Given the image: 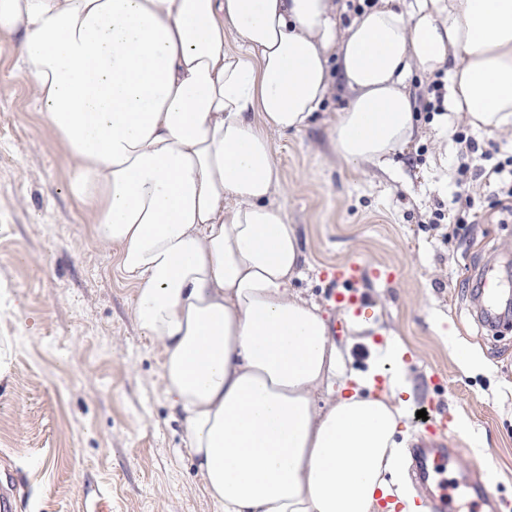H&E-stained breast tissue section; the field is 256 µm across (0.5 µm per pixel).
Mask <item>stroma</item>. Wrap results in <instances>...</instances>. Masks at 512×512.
<instances>
[{"instance_id":"1","label":"stroma","mask_w":512,"mask_h":512,"mask_svg":"<svg viewBox=\"0 0 512 512\" xmlns=\"http://www.w3.org/2000/svg\"><path fill=\"white\" fill-rule=\"evenodd\" d=\"M12 42L0 35V493L13 512H221L164 398L160 348L136 325V287L72 197L68 153ZM409 81L419 133L384 166L353 169L333 148L337 83L306 128L272 134L274 200L303 251L293 288L324 312L343 376L377 369L382 392L403 365L406 447L424 433L421 407L446 414L449 479L491 484L512 512V321L488 327L478 295L482 269L512 277V213L491 207L454 137L506 157L512 131L452 114L440 134L423 109L430 76ZM467 197L483 211L461 224ZM439 209L450 223H433ZM354 255L372 305L362 318L327 300L331 272ZM381 266L390 278L372 276Z\"/></svg>"}]
</instances>
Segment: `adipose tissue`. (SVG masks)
<instances>
[{
	"instance_id": "1",
	"label": "adipose tissue",
	"mask_w": 512,
	"mask_h": 512,
	"mask_svg": "<svg viewBox=\"0 0 512 512\" xmlns=\"http://www.w3.org/2000/svg\"><path fill=\"white\" fill-rule=\"evenodd\" d=\"M400 3L346 21L337 0H0L222 512H377L401 476L404 406L372 374L341 379L327 320L292 287L302 251L271 200L270 140L336 79L337 154L384 164L418 132L414 70L448 78L438 126L512 129V0Z\"/></svg>"
}]
</instances>
